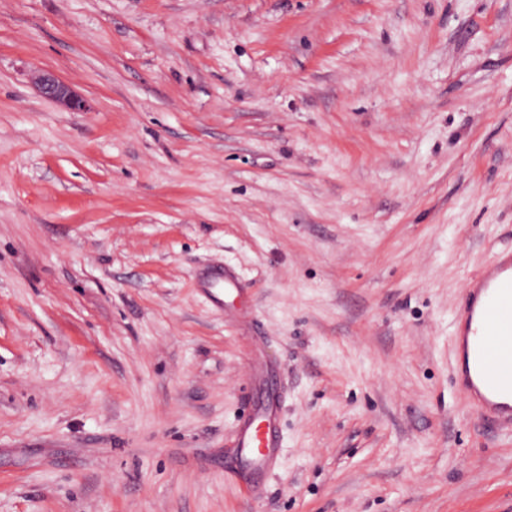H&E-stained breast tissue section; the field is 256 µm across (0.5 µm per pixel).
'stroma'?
I'll return each instance as SVG.
<instances>
[{"mask_svg": "<svg viewBox=\"0 0 512 512\" xmlns=\"http://www.w3.org/2000/svg\"><path fill=\"white\" fill-rule=\"evenodd\" d=\"M510 244L512 0H0V512H512V430L452 382ZM32 80L42 96L71 111L81 112L89 106L83 97L53 73L37 72L33 75ZM203 282L206 290L210 291L214 284L223 282V298L211 293L213 301L218 304H224V310L236 311L240 318L248 321L252 317V296L250 288H246L245 283L242 282L236 273L230 269L224 268L219 271H210L203 275ZM242 304L237 308L235 303ZM256 387L250 412L236 435V469L246 480L247 496L258 500L265 496L268 477L277 468L284 449L280 427L282 396L276 388V372L256 357L251 364Z\"/></svg>", "mask_w": 512, "mask_h": 512, "instance_id": "stroma-1", "label": "stroma"}]
</instances>
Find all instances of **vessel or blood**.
<instances>
[{"label": "vessel or blood", "mask_w": 512, "mask_h": 512, "mask_svg": "<svg viewBox=\"0 0 512 512\" xmlns=\"http://www.w3.org/2000/svg\"><path fill=\"white\" fill-rule=\"evenodd\" d=\"M203 282L209 288L223 283L225 309L251 317V291L234 271L207 272ZM454 350L455 380L463 400L512 428V245L494 252L464 284L454 318ZM251 375L256 392L237 431L236 469L246 480L248 497L258 500L284 449L282 396L276 372L264 360H253Z\"/></svg>", "instance_id": "obj_1"}]
</instances>
